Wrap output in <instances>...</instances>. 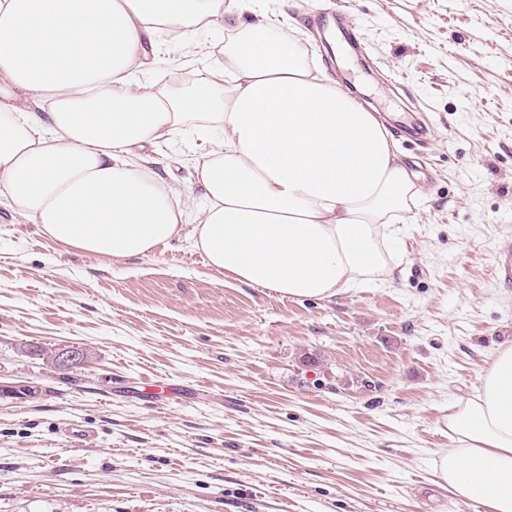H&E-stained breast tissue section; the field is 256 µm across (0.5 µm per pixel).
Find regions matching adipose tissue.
Masks as SVG:
<instances>
[{
	"label": "adipose tissue",
	"instance_id": "adipose-tissue-1",
	"mask_svg": "<svg viewBox=\"0 0 512 512\" xmlns=\"http://www.w3.org/2000/svg\"><path fill=\"white\" fill-rule=\"evenodd\" d=\"M241 0H0V200L51 239L126 258L182 237L232 280L330 299L393 269L418 189L384 120L313 71L300 44L245 26L175 88L143 82L167 42L211 56ZM191 132L187 209L148 149ZM436 482L512 512V343L481 394L451 407Z\"/></svg>",
	"mask_w": 512,
	"mask_h": 512
}]
</instances>
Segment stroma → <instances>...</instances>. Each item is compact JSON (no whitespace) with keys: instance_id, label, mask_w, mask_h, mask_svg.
Segmentation results:
<instances>
[{"instance_id":"1","label":"stroma","mask_w":512,"mask_h":512,"mask_svg":"<svg viewBox=\"0 0 512 512\" xmlns=\"http://www.w3.org/2000/svg\"><path fill=\"white\" fill-rule=\"evenodd\" d=\"M359 22L307 37L314 0H246L387 125L420 201L393 281L289 299L210 269L187 241L112 258L0 204V512H484L437 484L448 407L512 342V0H337ZM170 43L171 85L212 66ZM187 191L192 139L152 150ZM81 346L63 373L42 350ZM31 387L28 396L16 387ZM89 435L74 445L68 426Z\"/></svg>"}]
</instances>
